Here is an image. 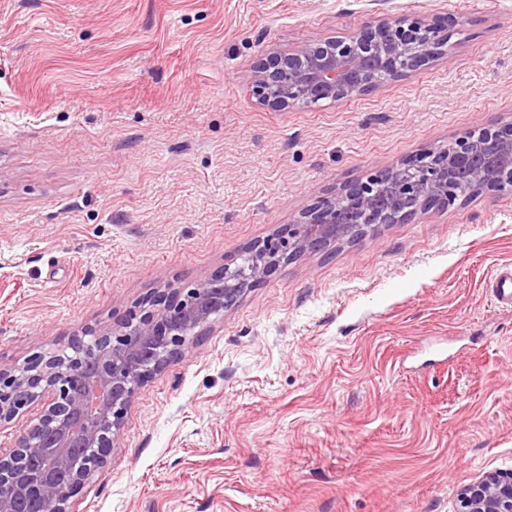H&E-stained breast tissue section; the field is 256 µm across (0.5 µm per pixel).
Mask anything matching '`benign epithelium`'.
I'll return each mask as SVG.
<instances>
[{"instance_id": "benign-epithelium-1", "label": "benign epithelium", "mask_w": 512, "mask_h": 512, "mask_svg": "<svg viewBox=\"0 0 512 512\" xmlns=\"http://www.w3.org/2000/svg\"><path fill=\"white\" fill-rule=\"evenodd\" d=\"M454 20L398 17L368 23L351 36L327 38L262 58L251 75L260 104L286 109L321 98L351 100L377 86L370 63L380 62L398 80L442 54ZM424 40L412 41L413 31ZM468 132L434 144L378 177L396 190L392 205L377 206V193L364 182L344 185L333 197L302 210L294 223L253 244L247 260L228 264L187 288L151 296L140 314H130L119 332L90 342L60 363L33 356L21 370L0 368V425L11 423L33 401L43 399L37 422L24 428L12 447L0 450V512L34 492L50 512H68L71 498L104 467L124 428L137 385L182 356L249 287L271 276L298 253L325 251L350 236L342 220L348 207L376 224H402L419 212L451 204L448 188L468 174L472 194L500 185L487 167L512 158V124ZM456 512H512V471L484 472L456 493Z\"/></svg>"}]
</instances>
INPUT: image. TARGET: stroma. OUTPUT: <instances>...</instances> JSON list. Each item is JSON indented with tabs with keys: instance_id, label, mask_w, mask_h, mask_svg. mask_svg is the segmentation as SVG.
<instances>
[{
	"instance_id": "stroma-1",
	"label": "stroma",
	"mask_w": 512,
	"mask_h": 512,
	"mask_svg": "<svg viewBox=\"0 0 512 512\" xmlns=\"http://www.w3.org/2000/svg\"><path fill=\"white\" fill-rule=\"evenodd\" d=\"M448 16L445 54L271 110L262 57ZM512 123V0H0V366L118 329L346 182ZM512 194L292 261L140 385L69 512H454L512 471ZM489 296L497 307L512 309V270L496 271L490 277Z\"/></svg>"
}]
</instances>
